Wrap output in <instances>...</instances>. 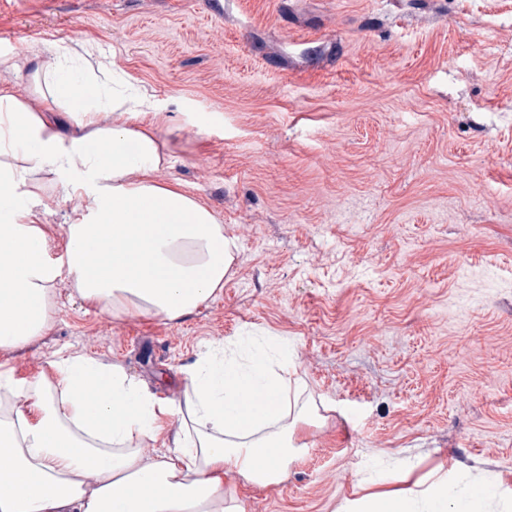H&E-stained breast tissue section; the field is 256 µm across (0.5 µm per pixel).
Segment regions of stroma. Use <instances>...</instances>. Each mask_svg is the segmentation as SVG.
I'll list each match as a JSON object with an SVG mask.
<instances>
[{
    "instance_id": "35a3bbf8",
    "label": "stroma",
    "mask_w": 512,
    "mask_h": 512,
    "mask_svg": "<svg viewBox=\"0 0 512 512\" xmlns=\"http://www.w3.org/2000/svg\"><path fill=\"white\" fill-rule=\"evenodd\" d=\"M76 49L170 115L157 136L237 253L176 321L57 287L50 329L0 364L117 363L179 399L212 348L282 341L325 420L245 512H334L435 477L512 512V0H0V51Z\"/></svg>"
}]
</instances>
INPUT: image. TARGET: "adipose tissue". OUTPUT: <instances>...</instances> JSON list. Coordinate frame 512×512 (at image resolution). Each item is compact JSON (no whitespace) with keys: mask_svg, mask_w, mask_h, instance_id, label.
Returning <instances> with one entry per match:
<instances>
[{"mask_svg":"<svg viewBox=\"0 0 512 512\" xmlns=\"http://www.w3.org/2000/svg\"><path fill=\"white\" fill-rule=\"evenodd\" d=\"M66 50L0 53V70L24 72L27 91L0 88V350L25 349L52 321L54 288L68 281L82 302L111 315L175 321L213 300L237 245L205 205L158 184L171 161L155 131L170 117L143 93L117 94L102 124L83 85L63 79ZM66 113L60 121L58 113ZM85 207L63 228L52 258L44 228L59 197ZM51 376L28 382L0 371V512H244L224 479L278 483L304 451L299 429L319 421L301 402L284 357L207 353L177 402L144 391L118 365L59 355ZM265 406H258V399ZM176 418L173 448L147 460L139 445ZM483 496L447 479L362 501L358 512H482Z\"/></svg>","mask_w":512,"mask_h":512,"instance_id":"1","label":"adipose tissue"}]
</instances>
